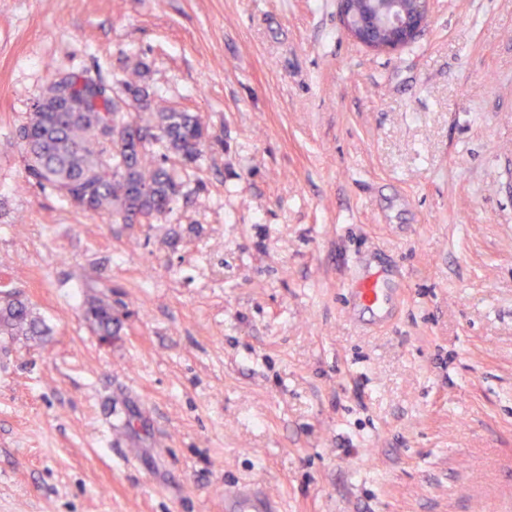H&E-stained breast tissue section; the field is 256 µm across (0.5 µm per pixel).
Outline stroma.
I'll return each instance as SVG.
<instances>
[{
    "label": "stroma",
    "instance_id": "35a3bbf8",
    "mask_svg": "<svg viewBox=\"0 0 512 512\" xmlns=\"http://www.w3.org/2000/svg\"><path fill=\"white\" fill-rule=\"evenodd\" d=\"M138 66L210 138L121 224L19 134L55 77ZM0 277L48 327L0 335V512H512V0H433L391 55L336 0H0ZM354 288L350 289L348 311L352 315L369 312L375 321H382L389 315L394 298L387 288L382 275H355ZM274 497L266 491L242 488L237 492H224L226 512H276Z\"/></svg>",
    "mask_w": 512,
    "mask_h": 512
}]
</instances>
